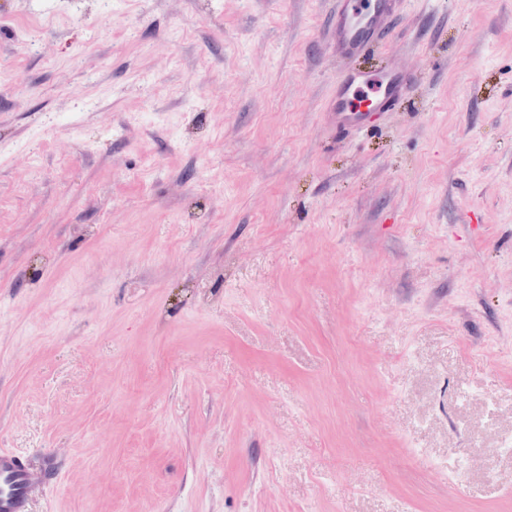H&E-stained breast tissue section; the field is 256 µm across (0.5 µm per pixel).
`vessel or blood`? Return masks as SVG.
<instances>
[{
  "label": "vessel or blood",
  "instance_id": "vessel-or-blood-1",
  "mask_svg": "<svg viewBox=\"0 0 512 512\" xmlns=\"http://www.w3.org/2000/svg\"><path fill=\"white\" fill-rule=\"evenodd\" d=\"M403 0H336L331 13L332 53L355 57L400 14ZM403 78L345 69L336 75V97L332 110L336 128L348 131L359 126L365 111L385 112L400 99ZM52 471L35 467L24 455L0 449V512H29L33 494L48 483Z\"/></svg>",
  "mask_w": 512,
  "mask_h": 512
}]
</instances>
